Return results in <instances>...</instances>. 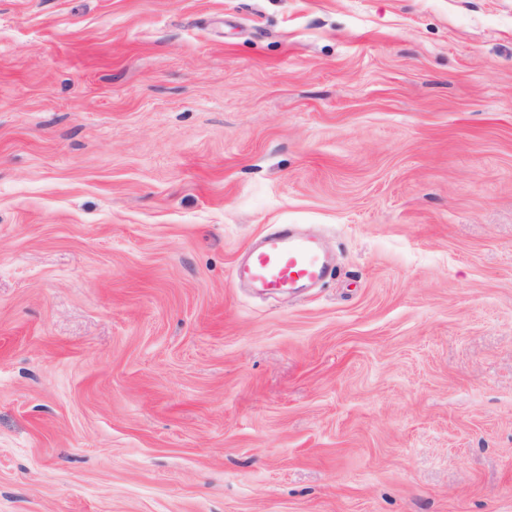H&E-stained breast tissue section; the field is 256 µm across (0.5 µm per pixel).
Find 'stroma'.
<instances>
[{
  "mask_svg": "<svg viewBox=\"0 0 512 512\" xmlns=\"http://www.w3.org/2000/svg\"><path fill=\"white\" fill-rule=\"evenodd\" d=\"M0 512H512V0H0ZM328 266L320 243L311 237L296 236L288 224L266 234L253 248L248 261L237 266V280H246L271 293L321 281Z\"/></svg>",
  "mask_w": 512,
  "mask_h": 512,
  "instance_id": "stroma-1",
  "label": "stroma"
}]
</instances>
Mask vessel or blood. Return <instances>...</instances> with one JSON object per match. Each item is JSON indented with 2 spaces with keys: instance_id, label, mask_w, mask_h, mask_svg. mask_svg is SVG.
<instances>
[{
  "instance_id": "1",
  "label": "vessel or blood",
  "mask_w": 512,
  "mask_h": 512,
  "mask_svg": "<svg viewBox=\"0 0 512 512\" xmlns=\"http://www.w3.org/2000/svg\"><path fill=\"white\" fill-rule=\"evenodd\" d=\"M327 273L320 243L295 235L285 224L266 234L251 250L247 263L235 270L237 279L271 293H285L319 282Z\"/></svg>"
}]
</instances>
